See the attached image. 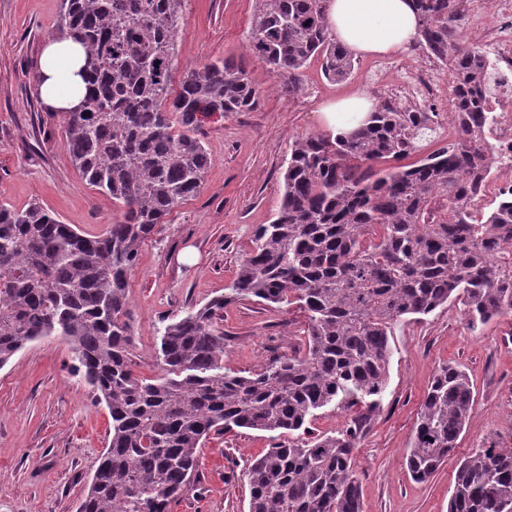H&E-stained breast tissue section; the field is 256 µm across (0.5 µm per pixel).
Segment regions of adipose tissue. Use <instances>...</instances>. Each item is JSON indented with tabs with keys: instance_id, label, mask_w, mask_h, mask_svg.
<instances>
[{
	"instance_id": "ef3b65f1",
	"label": "adipose tissue",
	"mask_w": 512,
	"mask_h": 512,
	"mask_svg": "<svg viewBox=\"0 0 512 512\" xmlns=\"http://www.w3.org/2000/svg\"><path fill=\"white\" fill-rule=\"evenodd\" d=\"M331 32L353 55H395L416 37L418 18L412 0H329ZM84 51L71 37L48 40L43 48L37 91L49 107L68 109L83 98L85 82L78 71ZM376 107L367 92L329 100L318 109L332 135L350 134L368 122Z\"/></svg>"
}]
</instances>
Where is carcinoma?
Returning <instances> with one entry per match:
<instances>
[{
    "instance_id": "carcinoma-1",
    "label": "carcinoma",
    "mask_w": 512,
    "mask_h": 512,
    "mask_svg": "<svg viewBox=\"0 0 512 512\" xmlns=\"http://www.w3.org/2000/svg\"><path fill=\"white\" fill-rule=\"evenodd\" d=\"M187 0H62V32L85 48L82 112H65V146L85 181L122 209L95 236L38 203L0 204V368L30 342L63 336L77 373L112 421L81 512H169L194 485L201 448L236 429L288 434L248 468L249 512H363L353 452L379 408L392 327L455 301L472 329L512 313V191L489 213L483 50L465 48L454 0H413L415 44L447 67L455 141L405 165L434 112L383 102L347 137L308 134L291 147L283 200L257 229L229 293L159 331L157 377L140 378L128 278L140 246L195 196L210 156L199 114L247 112L262 91L218 58L188 68L173 90L172 58ZM249 47L288 74L312 58L345 79L353 55L327 23V0H254ZM255 299L304 313L305 349L248 375L224 371V307ZM334 404L357 415L311 435ZM473 391L465 373L436 372L421 406L411 476L424 481L457 447ZM448 512H512V448H476L457 471Z\"/></svg>"
}]
</instances>
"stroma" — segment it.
<instances>
[{"label":"stroma","instance_id":"1","mask_svg":"<svg viewBox=\"0 0 512 512\" xmlns=\"http://www.w3.org/2000/svg\"><path fill=\"white\" fill-rule=\"evenodd\" d=\"M254 0H187L174 60L176 74L217 58L245 65L263 95L248 112L203 121L211 157L200 192L175 208L140 247L128 279L135 372L158 374L155 345L165 319L223 294L251 249L258 225L270 223L283 195L291 143L322 133L317 108L327 99L368 91L386 99L387 85H366L368 58L348 79H327L320 61L298 75L300 92L247 45ZM60 0H0V204L37 202L82 234H102L118 217L111 199L89 186L65 147L63 117L37 93L40 54L58 36ZM305 317L293 306L241 300L224 309V366L248 374L272 358L300 351ZM393 358L383 400L354 450L363 512H448L460 462L476 448L512 447V313L470 329L459 304L391 332ZM464 370L475 395L457 447L429 479L413 481L405 454L437 369ZM111 419L74 369L59 337L26 346L0 368V512H78ZM269 433L213 435L199 455L194 487L170 512H248L245 472L269 448Z\"/></svg>","mask_w":512,"mask_h":512}]
</instances>
